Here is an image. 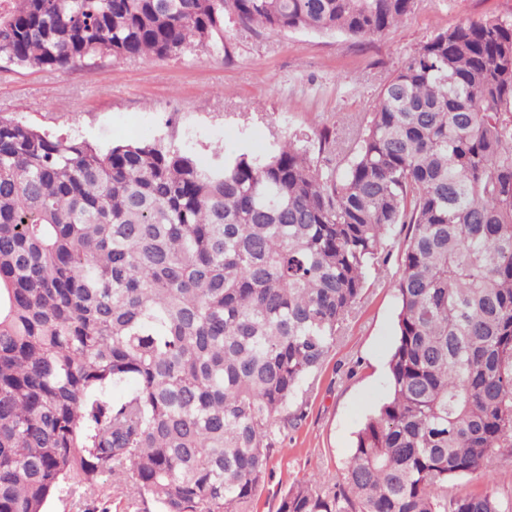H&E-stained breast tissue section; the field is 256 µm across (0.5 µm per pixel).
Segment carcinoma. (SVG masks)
<instances>
[{
  "mask_svg": "<svg viewBox=\"0 0 512 512\" xmlns=\"http://www.w3.org/2000/svg\"><path fill=\"white\" fill-rule=\"evenodd\" d=\"M412 6L0 0V68L220 51L227 20L365 39ZM388 246L389 396L344 485L297 482L278 512H512L448 496L512 458V19L423 42L326 173L292 141L210 169L0 115V512L80 505L103 475L161 512H254L278 435L303 417L290 404Z\"/></svg>",
  "mask_w": 512,
  "mask_h": 512,
  "instance_id": "1",
  "label": "carcinoma"
}]
</instances>
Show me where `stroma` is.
Listing matches in <instances>:
<instances>
[{
  "label": "stroma",
  "instance_id": "obj_1",
  "mask_svg": "<svg viewBox=\"0 0 512 512\" xmlns=\"http://www.w3.org/2000/svg\"><path fill=\"white\" fill-rule=\"evenodd\" d=\"M489 17L512 18V0H414L412 12L383 33L252 30L229 22L220 52L164 60L108 59L66 72L0 70V115L54 135L108 149L126 140L156 142L204 165L246 153L263 155L290 139L315 164L329 156L320 134L347 136L396 70L437 32ZM396 255L349 319L318 378L301 397L304 415L281 435L255 512H277L295 481H340L356 433L388 396L387 363L396 336ZM512 494V464L490 476L451 482L452 495Z\"/></svg>",
  "mask_w": 512,
  "mask_h": 512
}]
</instances>
